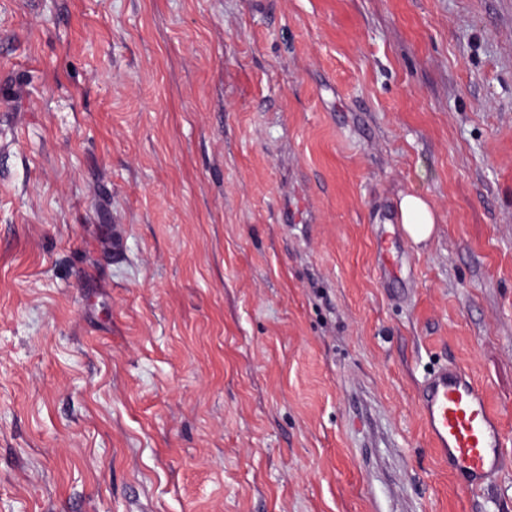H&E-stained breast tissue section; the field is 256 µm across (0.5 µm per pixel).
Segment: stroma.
Segmentation results:
<instances>
[{"label": "stroma", "instance_id": "1", "mask_svg": "<svg viewBox=\"0 0 512 512\" xmlns=\"http://www.w3.org/2000/svg\"><path fill=\"white\" fill-rule=\"evenodd\" d=\"M450 362L512 438V0H0V512H512ZM397 208L399 222L414 243L425 242L431 237L437 217L422 196L415 192L401 195ZM418 404L430 445L448 473L462 477L471 495L490 488L507 444L486 389L466 368L450 363L425 378Z\"/></svg>", "mask_w": 512, "mask_h": 512}]
</instances>
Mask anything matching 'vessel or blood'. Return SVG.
<instances>
[{"label":"vessel or blood","instance_id":"vessel-or-blood-1","mask_svg":"<svg viewBox=\"0 0 512 512\" xmlns=\"http://www.w3.org/2000/svg\"><path fill=\"white\" fill-rule=\"evenodd\" d=\"M424 430L437 458L463 479L465 492L490 488L506 441L486 389L451 363L425 378L418 395Z\"/></svg>","mask_w":512,"mask_h":512}]
</instances>
